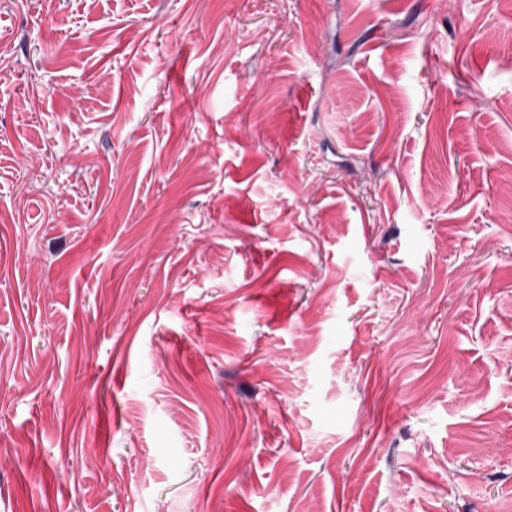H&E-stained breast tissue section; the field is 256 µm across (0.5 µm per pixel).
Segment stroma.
Wrapping results in <instances>:
<instances>
[{"instance_id":"1","label":"stroma","mask_w":512,"mask_h":512,"mask_svg":"<svg viewBox=\"0 0 512 512\" xmlns=\"http://www.w3.org/2000/svg\"><path fill=\"white\" fill-rule=\"evenodd\" d=\"M512 0H0V512H512Z\"/></svg>"}]
</instances>
